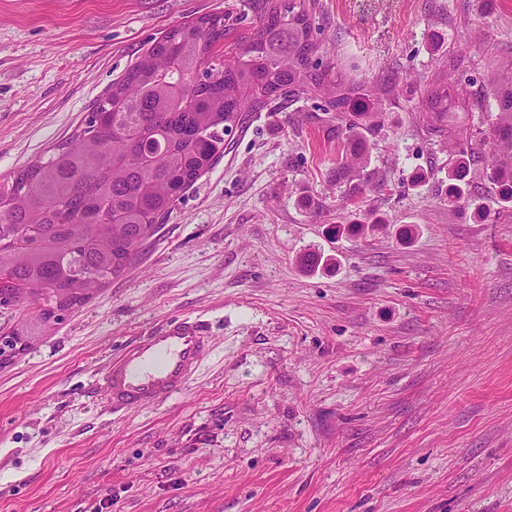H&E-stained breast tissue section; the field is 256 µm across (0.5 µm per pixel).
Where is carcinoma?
Masks as SVG:
<instances>
[{
	"instance_id": "obj_1",
	"label": "carcinoma",
	"mask_w": 512,
	"mask_h": 512,
	"mask_svg": "<svg viewBox=\"0 0 512 512\" xmlns=\"http://www.w3.org/2000/svg\"><path fill=\"white\" fill-rule=\"evenodd\" d=\"M256 26L232 37L220 15L166 33L100 98L79 130L53 152L0 182V288L3 304L32 299L42 321L57 318L121 276L158 222L224 155L251 112L318 92L336 113V183L353 197L372 185L368 134L388 78L372 85L323 60L320 0H247ZM497 107L478 142L483 173L512 203V62L490 80ZM470 101L435 77L418 110L454 144L472 139L448 124ZM470 167L448 169V202L464 200Z\"/></svg>"
}]
</instances>
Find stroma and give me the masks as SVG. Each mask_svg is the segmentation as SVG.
<instances>
[{"label": "stroma", "instance_id": "35a3bbf8", "mask_svg": "<svg viewBox=\"0 0 512 512\" xmlns=\"http://www.w3.org/2000/svg\"><path fill=\"white\" fill-rule=\"evenodd\" d=\"M329 57L400 87L372 186L331 178L311 94L249 115L126 273L42 323L0 306V512H512V209L415 104L442 63L481 95L512 61V0H321ZM241 0H0V180L67 139L172 28ZM322 255L307 270L301 254ZM201 317L212 349L172 399L109 412V359ZM469 172L467 162L461 159L448 169V203L457 204L464 200Z\"/></svg>", "mask_w": 512, "mask_h": 512}]
</instances>
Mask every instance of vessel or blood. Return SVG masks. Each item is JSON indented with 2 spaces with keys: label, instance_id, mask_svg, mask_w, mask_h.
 Here are the masks:
<instances>
[{
  "label": "vessel or blood",
  "instance_id": "b4317fda",
  "mask_svg": "<svg viewBox=\"0 0 512 512\" xmlns=\"http://www.w3.org/2000/svg\"><path fill=\"white\" fill-rule=\"evenodd\" d=\"M209 349L204 321L164 322L112 357L101 376L104 396L119 410L167 401L187 387Z\"/></svg>",
  "mask_w": 512,
  "mask_h": 512
}]
</instances>
